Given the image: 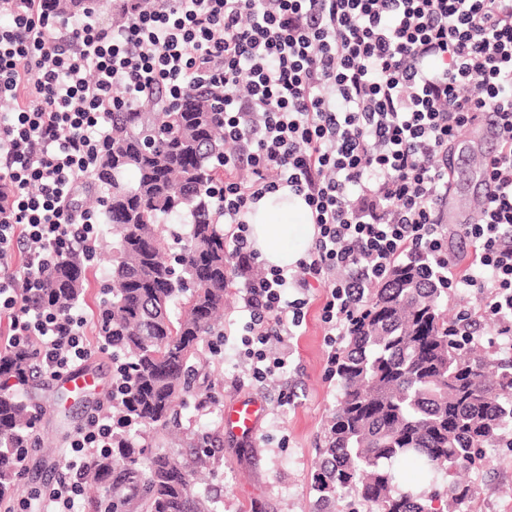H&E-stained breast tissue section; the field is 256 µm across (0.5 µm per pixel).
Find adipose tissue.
<instances>
[{
  "label": "adipose tissue",
  "instance_id": "adipose-tissue-1",
  "mask_svg": "<svg viewBox=\"0 0 512 512\" xmlns=\"http://www.w3.org/2000/svg\"><path fill=\"white\" fill-rule=\"evenodd\" d=\"M248 220L251 244L268 268L296 266L316 232L304 197L285 188L252 204Z\"/></svg>",
  "mask_w": 512,
  "mask_h": 512
}]
</instances>
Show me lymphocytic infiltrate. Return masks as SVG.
Instances as JSON below:
<instances>
[{"label": "lymphocytic infiltrate", "instance_id": "f902f5d3", "mask_svg": "<svg viewBox=\"0 0 512 512\" xmlns=\"http://www.w3.org/2000/svg\"><path fill=\"white\" fill-rule=\"evenodd\" d=\"M125 24L94 12L61 18L47 0H0V351L35 341L57 378L90 356L81 308L44 305L46 270L68 251L95 260L98 213L77 191L112 139V115L148 93L176 99L224 87V219L229 278H243L249 372L282 374L310 292L349 335L396 259L430 258L449 287L477 289L498 335H512V0H125ZM492 114V192L470 224L448 228L451 158L463 131ZM302 195L316 227L293 268L259 270L248 214L266 194ZM474 247L456 273L451 237ZM124 426L91 416L65 475L21 512H80L83 475Z\"/></svg>", "mask_w": 512, "mask_h": 512}]
</instances>
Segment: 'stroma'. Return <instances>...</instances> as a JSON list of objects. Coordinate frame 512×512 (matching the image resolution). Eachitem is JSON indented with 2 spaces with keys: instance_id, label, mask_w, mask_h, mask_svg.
I'll list each match as a JSON object with an SVG mask.
<instances>
[{
  "instance_id": "stroma-1",
  "label": "stroma",
  "mask_w": 512,
  "mask_h": 512,
  "mask_svg": "<svg viewBox=\"0 0 512 512\" xmlns=\"http://www.w3.org/2000/svg\"><path fill=\"white\" fill-rule=\"evenodd\" d=\"M325 294L322 285L312 290L306 318L288 343L283 376L263 382L250 379L233 348L240 340L241 319L237 295H227L224 332L231 347L221 360L206 358L195 378L196 392H213L216 403L207 414L187 408L179 419L184 436L205 435L210 440L212 463L198 473L197 489L211 498L217 512H356L359 506L348 493L326 497L315 479L327 423L341 395L336 374L327 370ZM91 348L93 355L84 368L96 384L86 394H68L47 378L23 390L22 400L35 407L33 433L40 442L26 473L16 480L12 501L25 497L31 487H44L63 476L72 436L108 395L112 353L96 342ZM241 398L259 401L265 408L255 435L224 428L225 406ZM459 478L471 493L457 512H512V432H502L492 452Z\"/></svg>"
}]
</instances>
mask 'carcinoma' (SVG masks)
<instances>
[{"label":"carcinoma","mask_w":512,"mask_h":512,"mask_svg":"<svg viewBox=\"0 0 512 512\" xmlns=\"http://www.w3.org/2000/svg\"><path fill=\"white\" fill-rule=\"evenodd\" d=\"M62 16L91 0H49ZM224 87H192L174 105L160 91L139 112L112 113V146L89 175L94 203L111 225L104 284L110 297L94 313L99 342L130 357L116 412L159 433L146 448L136 436L96 456L85 474L86 512H213L195 489L197 466L182 457L177 407L190 388L192 362L220 332L228 263L212 187L224 180ZM189 225L186 235L171 224ZM89 264L79 253L56 260L44 303L67 310L82 299ZM443 284L432 262L402 260L371 290L366 311L337 363L341 387L322 448L319 488L354 492L366 512H437V495L398 490L401 462L431 477L455 476L512 428V366L488 374L461 352L441 307ZM43 376L30 349L0 354V384ZM29 404L0 389V498L15 487V433L33 427ZM448 512L470 495L449 483Z\"/></svg>","instance_id":"1"}]
</instances>
